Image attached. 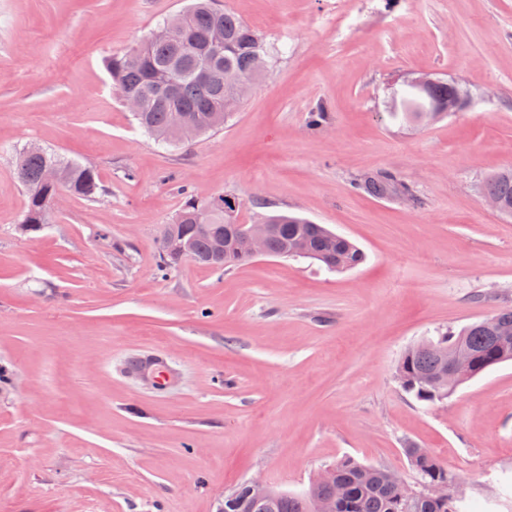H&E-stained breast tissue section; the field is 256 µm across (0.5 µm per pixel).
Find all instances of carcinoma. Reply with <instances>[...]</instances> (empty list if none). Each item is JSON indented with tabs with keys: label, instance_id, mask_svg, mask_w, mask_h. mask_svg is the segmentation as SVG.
I'll use <instances>...</instances> for the list:
<instances>
[{
	"label": "carcinoma",
	"instance_id": "carcinoma-1",
	"mask_svg": "<svg viewBox=\"0 0 512 512\" xmlns=\"http://www.w3.org/2000/svg\"><path fill=\"white\" fill-rule=\"evenodd\" d=\"M178 16L182 19V44L148 37L131 49L112 54L106 62L120 98L131 95L138 99L139 110L133 113L138 125L155 140L169 145L178 143L168 135L175 112L186 113L194 130L202 134L223 128L239 104L229 82L236 78L250 84L258 81L261 74L253 70V60L258 55L267 57L271 51L258 32L234 13L217 8L214 0H192ZM217 25L224 29V50L215 55L207 37ZM168 73L178 74L179 81L175 92L163 97L157 83ZM457 90V84L439 78L424 88L404 82L402 88H392L390 115L406 125L437 118L441 113L434 111V106L455 98ZM15 167L27 196L24 224L47 222L54 195L48 173L53 168L64 173L66 187L74 196L94 200L103 192L94 166L67 160L40 147L20 151ZM355 185L371 196L421 204L414 188L392 172H364L355 179ZM483 192L512 214L511 169L489 176ZM239 207L240 202L234 197L206 201L193 191L185 193L172 223L179 225L180 233L192 241L195 262L216 269L248 262L234 250ZM266 219L276 225L268 241L274 257H290L288 246L301 239L312 252L310 259L321 262L330 271L350 270L365 260V253L355 243L322 224L290 214H268ZM218 236L224 238V258L215 260L211 250ZM492 318L494 323L490 327L477 321L457 332L446 331L434 340L433 349L419 343L406 349L396 366L402 389L429 405L448 398L449 389H433L426 381L441 374L448 364V355L459 348L471 357L472 379L494 366L512 362V308H501ZM405 453L420 480L452 477L427 449L410 445ZM335 468L336 483L347 489V495L333 501L334 512H460L455 502L448 500L416 501L406 511L389 470L351 458L336 462ZM320 499H331L330 490L320 485L311 486L303 494L277 491L266 498L250 495L242 487L235 498L224 499V512H316Z\"/></svg>",
	"mask_w": 512,
	"mask_h": 512
}]
</instances>
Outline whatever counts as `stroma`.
Instances as JSON below:
<instances>
[{
  "mask_svg": "<svg viewBox=\"0 0 512 512\" xmlns=\"http://www.w3.org/2000/svg\"><path fill=\"white\" fill-rule=\"evenodd\" d=\"M189 2L0 0V512H218L345 457L412 485L410 444L464 480L462 512H512V362L431 406L395 378L407 348L512 306V216L481 191L512 168V0H219L274 47L268 76L223 129L161 146L105 62ZM414 73L465 105L392 121ZM34 145L104 192L62 193L28 232L15 154ZM366 171L422 206L355 189ZM187 188L237 197L244 224L303 215L366 260L163 269Z\"/></svg>",
  "mask_w": 512,
  "mask_h": 512,
  "instance_id": "1",
  "label": "stroma"
}]
</instances>
